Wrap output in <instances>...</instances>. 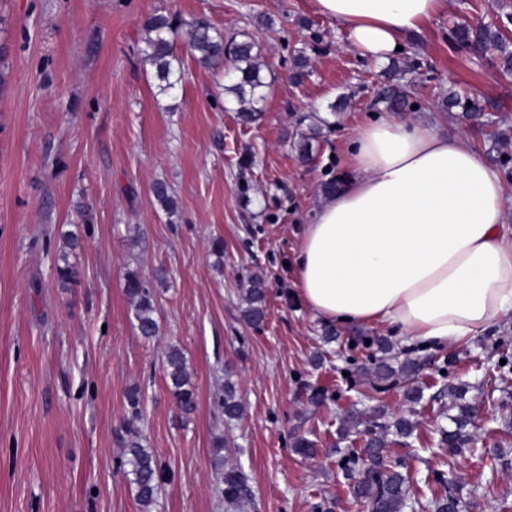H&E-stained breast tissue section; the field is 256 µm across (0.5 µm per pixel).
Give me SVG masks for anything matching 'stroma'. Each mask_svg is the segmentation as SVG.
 I'll use <instances>...</instances> for the list:
<instances>
[{"instance_id": "stroma-1", "label": "stroma", "mask_w": 512, "mask_h": 512, "mask_svg": "<svg viewBox=\"0 0 512 512\" xmlns=\"http://www.w3.org/2000/svg\"><path fill=\"white\" fill-rule=\"evenodd\" d=\"M206 18L225 37L252 33L269 86L261 119L240 122L213 71L183 55L184 77L160 94L139 49L145 17ZM512 0H447L405 39L397 61L418 107L438 130L464 135L493 166L495 129L512 127V76L461 51L460 24L504 21ZM310 48V74L294 83L293 55ZM381 65L361 58L346 29L311 0H0V512H143L116 463L125 394L145 391L144 435L171 473L152 512H361L339 464L363 457L384 424L414 414L411 438L385 436L384 454L420 490L457 498L462 512L512 504V313L471 341L443 351L402 348L379 325L336 324L335 342L297 297L295 257L323 185L346 170L354 128L376 110ZM468 89L495 125L442 111L449 89ZM326 120L311 160L297 131ZM164 181L177 212L152 187ZM93 221L79 224L78 205ZM79 224L80 282L53 276L59 232ZM224 240V256L211 252ZM156 290L160 333L135 330L123 291L127 270ZM266 285V317L243 318L253 278ZM387 339L392 366L418 362L424 388L410 404L404 385L378 390L370 370ZM185 354L198 398L189 423L164 376L170 346ZM233 383L243 407L225 425L217 402ZM469 384L483 415L475 441L451 456L438 445L449 385ZM326 394L314 401V391ZM363 422L343 437L348 411ZM313 441L314 458L296 454ZM223 451H216V442ZM248 479L245 508L220 493L224 468ZM444 470L446 484L434 483Z\"/></svg>"}]
</instances>
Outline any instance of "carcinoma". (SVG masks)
Instances as JSON below:
<instances>
[{
    "instance_id": "1",
    "label": "carcinoma",
    "mask_w": 512,
    "mask_h": 512,
    "mask_svg": "<svg viewBox=\"0 0 512 512\" xmlns=\"http://www.w3.org/2000/svg\"><path fill=\"white\" fill-rule=\"evenodd\" d=\"M141 61L150 67L159 81L161 92H167L181 82L182 57L178 53V41L190 55L203 67L224 69V60L230 58L233 67L224 69V91L232 95L236 112L246 124L259 119L261 103L265 100V88L260 54L257 43L246 32L241 33L242 40L224 42V33L214 28L207 20L195 18L187 21L171 13H156L142 24ZM454 44L475 52L494 49L499 52L500 66L504 72L512 71V51L506 50L509 38L489 24L477 26H457L451 31ZM294 79L300 83L309 74V59L306 51H297L294 58ZM375 103H383L394 112H407L412 106L410 95L400 83H387L381 87ZM444 110L461 108L466 114L476 115L485 111V107L468 97L454 94L443 99ZM153 193L156 201L168 215L175 214V200L169 185L164 181L155 183ZM81 242L75 232L59 235V245L54 260L55 281L62 288H69L78 280L77 263L72 261L80 249ZM124 291L131 304L134 327L138 334L151 339L159 333V322L155 307V290L142 278L139 271H126L123 282ZM245 320L258 325L265 318V286L259 280L251 281L245 291ZM168 386L179 407L182 418L187 419L196 410V396L191 375L187 370V361L183 351L171 346L163 361ZM419 374L418 365L407 359L400 369H395L382 361L375 369L377 380L390 382L410 381ZM448 396L452 402L448 410L451 429L440 430V445L451 454H460L469 447L471 436L467 431L475 417L477 405L465 400L466 386H448ZM218 408L224 415V421L230 423L240 418L242 405L236 389L224 383V396L218 401ZM144 423L143 394L140 386L130 387L125 394V415L119 426V444L122 448L119 468L125 475L135 499L144 508L151 507L158 500L164 471L154 450L146 444L142 432ZM417 429V422L409 418H400L383 427L385 433L393 432L401 438H410ZM385 438L372 439L367 446L366 456L369 465L366 472L358 468V459L347 457L341 469L347 479L354 482V490L362 503L364 512H406L415 508H433V512H459V501L453 496L433 498L429 504H422L412 493L409 477L387 465L384 457ZM222 494L229 501H242L248 497L247 478L239 467L224 470Z\"/></svg>"
}]
</instances>
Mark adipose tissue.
<instances>
[{"mask_svg":"<svg viewBox=\"0 0 512 512\" xmlns=\"http://www.w3.org/2000/svg\"><path fill=\"white\" fill-rule=\"evenodd\" d=\"M446 0H312L354 50L380 63ZM297 293L318 318L388 326L407 345L454 348L512 312L504 184L465 137L392 116L361 125L347 173L296 256Z\"/></svg>","mask_w":512,"mask_h":512,"instance_id":"ef3b65f1","label":"adipose tissue"}]
</instances>
